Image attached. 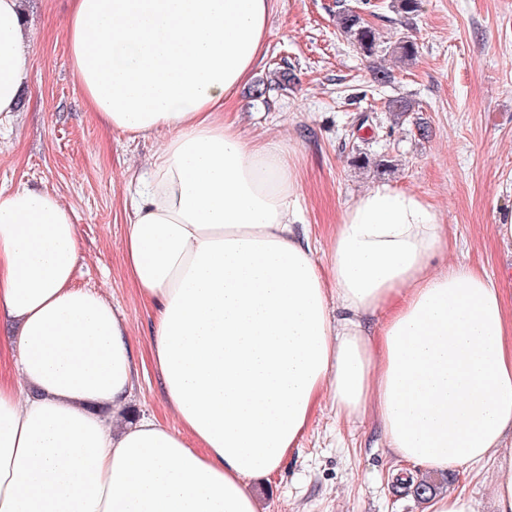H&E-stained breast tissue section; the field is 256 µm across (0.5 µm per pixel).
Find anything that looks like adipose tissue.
I'll list each match as a JSON object with an SVG mask.
<instances>
[{"instance_id": "adipose-tissue-1", "label": "adipose tissue", "mask_w": 512, "mask_h": 512, "mask_svg": "<svg viewBox=\"0 0 512 512\" xmlns=\"http://www.w3.org/2000/svg\"><path fill=\"white\" fill-rule=\"evenodd\" d=\"M272 0H74L83 99L112 129L163 135L132 195L125 272L155 314L174 418L117 425L139 375L126 321L74 284L72 209L0 187V512H259L251 479L297 447L323 398L371 415L398 459L443 472L512 447V309L448 261L415 193L349 202L321 271L278 139L222 113L263 54ZM22 0H0V135L29 80Z\"/></svg>"}]
</instances>
